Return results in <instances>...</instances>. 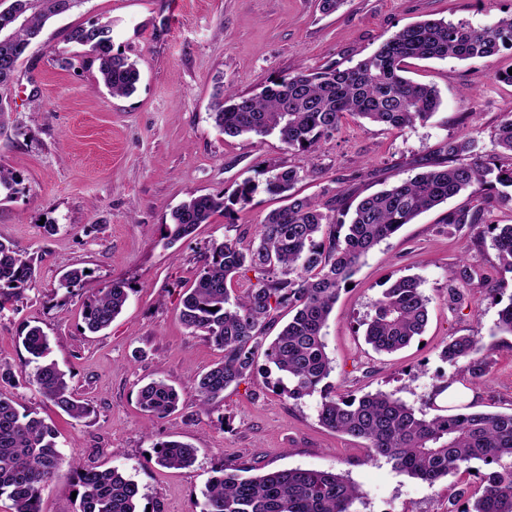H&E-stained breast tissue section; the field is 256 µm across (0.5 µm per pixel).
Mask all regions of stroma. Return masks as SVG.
Returning a JSON list of instances; mask_svg holds the SVG:
<instances>
[{
    "instance_id": "stroma-1",
    "label": "stroma",
    "mask_w": 512,
    "mask_h": 512,
    "mask_svg": "<svg viewBox=\"0 0 512 512\" xmlns=\"http://www.w3.org/2000/svg\"><path fill=\"white\" fill-rule=\"evenodd\" d=\"M509 14L512 0H345L330 15L319 0H84L47 24L19 62L9 124L0 130V167L20 180L16 193L0 196V240L37 262L30 286L0 310V362L15 374L13 383L0 382V393L50 423L65 458L115 467L135 480L139 512H200L217 470L241 464L344 474L366 493L356 512H446L450 494L478 484L482 462L433 487L397 473L385 459L370 458L362 441L322 427L316 398H289L264 355L222 401L200 410L196 377L222 352L181 324L182 294L212 243L228 237L248 247L284 200L260 188L232 218L215 213L187 237L172 239L167 226L190 197L230 193L248 179L261 184L274 164L300 169L297 192L326 200L363 197L426 170L452 136H473L478 155L506 162L496 130L512 115V85L494 73L512 68L511 49L490 59L411 61L409 78L434 86L442 101L428 121L386 131L347 117L311 152L288 150L275 133L226 136L211 109L217 87L252 95L285 73L345 69L419 20L483 28ZM106 21L113 50L140 72L128 97L110 96L85 48L66 39L71 27ZM64 58L72 67H61ZM444 209L382 241L362 260L352 289L341 291L325 329L334 361L329 380L341 394L383 391L427 416L444 414L437 387L468 384L469 375L442 360L441 350L450 337L474 333L491 372L470 408L511 412L512 335L496 324L512 283L498 296L487 282L451 283L460 260L489 270L498 259L475 230L442 224ZM76 268L86 271L84 281L62 287ZM403 275L419 277L429 322L420 339L381 355L365 343L363 323L390 280ZM115 279L130 288L125 307L105 331H85L89 298ZM31 326L47 334V358L66 371L88 417L70 418L39 393L36 364L19 339ZM154 380L177 390L174 413L141 410L138 392ZM170 440L196 448L192 468L149 462L154 444Z\"/></svg>"
}]
</instances>
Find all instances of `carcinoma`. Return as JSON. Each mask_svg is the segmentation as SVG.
<instances>
[{
	"label": "carcinoma",
	"instance_id": "cac0c4a2",
	"mask_svg": "<svg viewBox=\"0 0 512 512\" xmlns=\"http://www.w3.org/2000/svg\"><path fill=\"white\" fill-rule=\"evenodd\" d=\"M82 0H0V126L8 111L9 86L18 64L46 23L78 7ZM71 43L87 48L101 83L114 96H129L139 81L135 63L112 53V23L77 26L67 34ZM512 48V15L487 29L462 21L424 19L386 38L354 66H328L320 71L283 74L258 94L233 90L212 108L216 127L225 135L265 136L278 132L290 151L309 152L331 137L344 116L368 120L387 130L401 131L428 120L439 108L435 87L404 76L411 59H487ZM498 145L512 157V115L497 128ZM475 139L450 138L443 158L412 178L367 195L351 208L336 199L321 202L293 193L300 181L297 168L273 165L264 170L266 190L287 194L288 204L270 212L259 225L256 241L243 249L224 239L214 243L202 271L180 301L179 317L193 333H201L224 352L222 359L197 376L196 390L206 409L224 399V390L251 372L266 331L281 307L294 312L264 351L267 361L288 378V397L319 394V423L332 431L365 441L373 457L391 463L401 474L435 486L442 478L473 461L488 466L481 475L472 506L456 510L467 490L448 498V512H512V412L467 411L426 417L393 393L339 395L327 382L333 359L324 329L343 288L350 284L361 260L383 240L461 192L493 198L497 186L512 187V163L484 162L473 156ZM257 185L245 181L230 195L202 194L172 211V235L186 236L218 211L229 218L234 206L246 203ZM442 223L457 229L485 223L484 211L459 206ZM499 265V288L512 275V224L488 226ZM252 272L256 284L231 296L227 284ZM33 258L10 242L0 241V296L18 295L35 277ZM488 274L467 262L451 271L450 280L470 283ZM129 292L114 280L86 304L84 323L91 333L121 313ZM429 299L415 276H401L385 288L364 322L365 340L378 353L394 354L423 334ZM25 350L40 359L49 339L37 326L21 336ZM477 335L452 338L441 351L451 365L465 363L474 383H484L489 363L481 355ZM33 382L40 394L74 419L90 414L77 399L66 374L54 361L36 367ZM179 402L177 391L162 380L139 390L138 403L147 413L166 416ZM154 464L186 469L195 449L180 441L154 445ZM64 478L77 491L79 512H137L139 485L116 468L86 467L72 460L62 472L55 433L34 412H20L0 393V497L13 512H41L40 493L49 482ZM201 512H355L365 492L340 473L301 468L279 469L244 477L222 468L203 492Z\"/></svg>",
	"mask_w": 512,
	"mask_h": 512
}]
</instances>
